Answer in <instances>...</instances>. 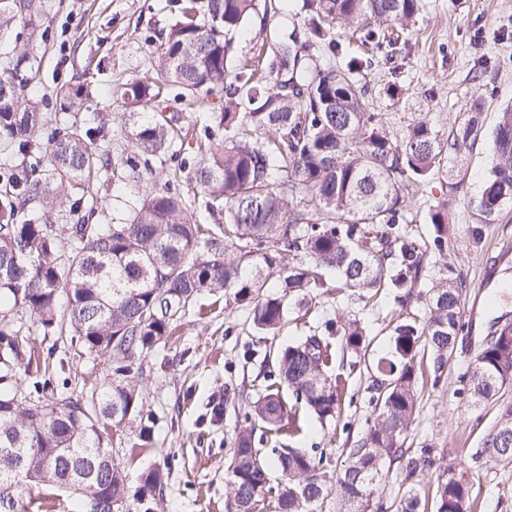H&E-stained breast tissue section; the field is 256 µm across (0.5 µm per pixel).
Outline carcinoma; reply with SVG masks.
Wrapping results in <instances>:
<instances>
[{
	"label": "carcinoma",
	"instance_id": "cac0c4a2",
	"mask_svg": "<svg viewBox=\"0 0 512 512\" xmlns=\"http://www.w3.org/2000/svg\"><path fill=\"white\" fill-rule=\"evenodd\" d=\"M176 21L156 38L162 82L130 80L106 91L134 118L132 145L115 155L105 123L77 118L88 87L67 82L55 101L29 95L36 77L33 50L51 39V0H0V32L19 22L28 41L0 67V508L13 512L23 486H51L77 495L82 512H107L130 499L151 512L165 474L151 468L129 492L112 458L109 429L139 423L142 360L163 343L203 291L246 306L254 326L276 334L285 325L288 298L326 285L373 297L387 288H414L429 253L445 255L448 203L429 213L432 234L420 240L404 227L413 188L443 169L448 154L482 135L476 115L444 139L427 122L392 139L381 114L370 110L363 75L392 64L423 0H294L283 12L288 25L265 35L259 57L267 75L237 57L236 38L256 19L266 21L268 0H170ZM222 24L214 26L215 17ZM364 52L343 65L336 29ZM196 109L204 97L224 95L211 109L204 139L192 152L179 147L182 128L159 113L168 89ZM493 152L481 195L478 223L492 224L512 203V105L501 107L492 131ZM176 162L175 174L193 185L222 224H199L193 201L171 182L140 191L154 159ZM138 191L126 217L101 223L105 181ZM315 202L318 216L302 205ZM292 261H286V254ZM429 288L428 316L391 330L392 357L374 377V418L336 472L343 512H385L373 505L384 470L406 454V434L418 400L415 359L432 357L434 381L461 335V294L454 269ZM271 286L277 292L262 294ZM70 334L83 353L109 361L107 381L79 395L52 393L55 351L36 346L41 335ZM360 351L364 328L328 320L304 340L266 355L264 391L240 394L246 425L229 465L225 512H254L265 492L276 493L278 512H314L328 494V476L305 450L286 446L267 456L255 446L258 429L301 431L292 410L302 404L323 423L336 416L341 382L327 373L328 336ZM481 376L467 379L477 402L500 399L502 377L512 374V346L492 338L478 352ZM295 400L289 406L282 396ZM491 448H507L498 456ZM473 458L487 466L512 458V403ZM278 473L271 486V472ZM478 492L466 476L434 481L431 498L411 492L401 512H472Z\"/></svg>",
	"mask_w": 512,
	"mask_h": 512
}]
</instances>
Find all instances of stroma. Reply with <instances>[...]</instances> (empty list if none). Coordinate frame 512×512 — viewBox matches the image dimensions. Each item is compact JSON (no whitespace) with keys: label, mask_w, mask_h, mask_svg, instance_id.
Wrapping results in <instances>:
<instances>
[{"label":"stroma","mask_w":512,"mask_h":512,"mask_svg":"<svg viewBox=\"0 0 512 512\" xmlns=\"http://www.w3.org/2000/svg\"><path fill=\"white\" fill-rule=\"evenodd\" d=\"M167 0H53L48 23L54 38L36 48L33 84L48 96L61 83L76 79L88 85L91 97L83 117H101L116 144H130L133 131L127 110L102 90L107 81L154 80L150 35L174 23ZM490 59L487 70L476 57ZM399 74L382 65L370 71L367 82L374 109L392 136L426 121L448 136L468 117L473 102H481L483 136L460 154L449 155L443 171L416 190L411 199L409 226L413 235L427 238L429 209L448 204V253L427 257L426 276L411 292L397 290L381 306L366 303L348 291H336L327 274V287L315 296L293 298L289 322L278 336L254 330L248 313L225 305L222 295L199 294L182 318L176 333L142 361L143 413L150 418L152 441L140 445L133 428L113 430L112 456L123 466L131 487H138L144 471L162 468L167 480L153 512H224L227 466L241 416L225 402L232 387L260 386V355L301 340L309 323L332 319L358 322L367 331L361 353L343 350L331 337L330 372L346 379L345 400L337 418L319 424L301 412L303 431L298 447L322 460L335 474L345 459L348 443L358 440L373 416L371 385L376 364L390 353V329L402 319L424 317L425 294L442 264H450L464 282L462 301L465 331L444 367L439 382L425 380L421 403L405 446L409 456L431 451L432 463L414 477L401 465L392 466L375 494L394 501L410 490L430 492L438 474L472 468L471 455L480 448L497 416L493 402L475 403L462 377L482 342L498 323L512 321V293H500L498 281L512 276V204L497 221L478 223L472 203L484 189L491 158L490 133L500 119L499 107L512 102V0H424L408 42L398 60ZM397 84L399 93L385 89ZM67 354L65 368L55 380L63 395L79 394L84 384L104 382L106 364L81 354L69 336L57 338ZM257 359L244 361L245 349ZM476 512H512V464L485 469ZM14 512H75L69 493L40 487L23 490Z\"/></svg>","instance_id":"35a3bbf8"}]
</instances>
